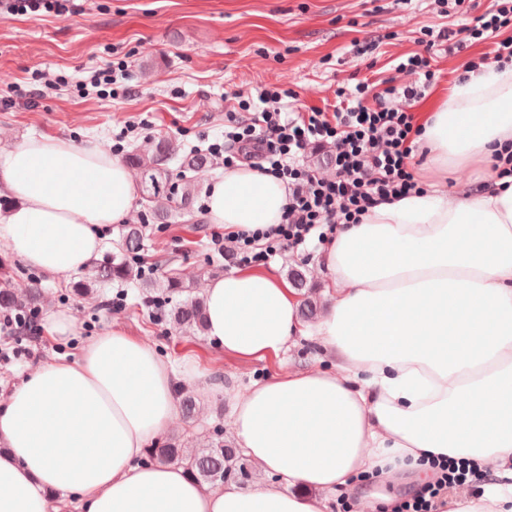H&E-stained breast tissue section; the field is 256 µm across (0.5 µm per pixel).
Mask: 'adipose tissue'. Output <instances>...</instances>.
<instances>
[{"label": "adipose tissue", "instance_id": "obj_1", "mask_svg": "<svg viewBox=\"0 0 512 512\" xmlns=\"http://www.w3.org/2000/svg\"><path fill=\"white\" fill-rule=\"evenodd\" d=\"M511 99L512 67L462 79L423 122L432 165L491 157L512 139ZM0 190L16 201L0 240L54 276L87 268L137 193L95 144L49 136L0 155ZM287 202L286 183L246 166L207 195L210 220L229 232L279 223ZM317 265L328 305L312 326L279 278L234 271L205 288L206 334L224 352L275 357L304 336L338 361L234 398L235 443L276 483L206 487L144 463L177 416L176 372L114 329L33 369L0 405V512H326L356 496L360 476L417 488L442 460L499 478L457 491L449 512H512V177L477 194L432 183L380 204L339 225Z\"/></svg>", "mask_w": 512, "mask_h": 512}]
</instances>
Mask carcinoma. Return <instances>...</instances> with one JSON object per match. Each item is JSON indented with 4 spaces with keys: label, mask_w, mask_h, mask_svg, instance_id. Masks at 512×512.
Listing matches in <instances>:
<instances>
[{
    "label": "carcinoma",
    "mask_w": 512,
    "mask_h": 512,
    "mask_svg": "<svg viewBox=\"0 0 512 512\" xmlns=\"http://www.w3.org/2000/svg\"><path fill=\"white\" fill-rule=\"evenodd\" d=\"M175 162L181 173V183L170 180V163ZM125 166L138 178L142 201L154 222L164 223L169 212L177 207L190 206L198 189L199 175L217 165V157L205 149H184L175 139L154 137L133 148L123 157ZM142 234L138 225L129 224L118 242V252L104 256L83 271L73 286L79 296L93 294L94 287L117 284L123 286L139 281V286L149 288L153 281L134 270L130 259L142 251ZM42 288L32 283L19 292L9 277L0 280V310L37 311L40 307ZM172 328L182 334L205 330V301L201 297H188L165 312ZM177 400L183 415L194 416L197 399L181 388ZM150 458L159 463H179L190 478L197 482H225L233 477H248L244 463L239 461L240 450L224 442V436L215 432L200 442V447H182L177 440L163 441L147 449Z\"/></svg>",
    "instance_id": "cac0c4a2"
}]
</instances>
